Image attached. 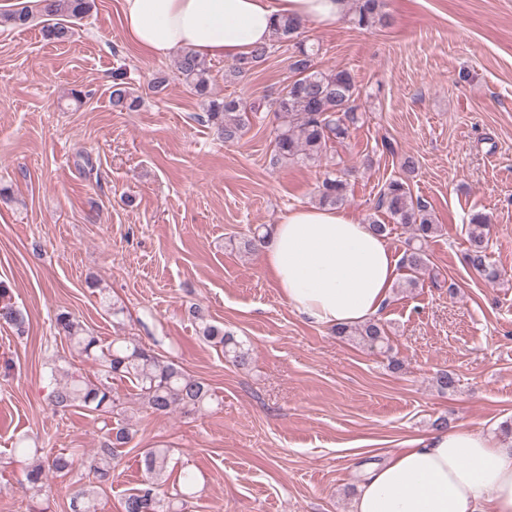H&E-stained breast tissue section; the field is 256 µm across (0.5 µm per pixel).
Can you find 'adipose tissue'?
I'll return each mask as SVG.
<instances>
[{
    "mask_svg": "<svg viewBox=\"0 0 512 512\" xmlns=\"http://www.w3.org/2000/svg\"><path fill=\"white\" fill-rule=\"evenodd\" d=\"M353 9V0H121L125 35L142 51L228 60L267 44L276 18L329 27ZM262 262L291 309L338 327L381 317L398 258L347 212L304 205L274 225ZM352 512H512V436L453 427L416 438L368 472Z\"/></svg>",
    "mask_w": 512,
    "mask_h": 512,
    "instance_id": "adipose-tissue-1",
    "label": "adipose tissue"
}]
</instances>
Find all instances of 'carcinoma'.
I'll list each match as a JSON object with an SVG mask.
<instances>
[{
  "label": "carcinoma",
  "mask_w": 512,
  "mask_h": 512,
  "mask_svg": "<svg viewBox=\"0 0 512 512\" xmlns=\"http://www.w3.org/2000/svg\"><path fill=\"white\" fill-rule=\"evenodd\" d=\"M38 9L39 15L50 20L43 27L45 37L64 42L72 33L70 21L87 14L91 9V0H42ZM35 15L29 6L24 5L1 15L0 23L23 28L33 22ZM353 22L361 28L383 27L389 25L390 19L382 12L380 0H357ZM302 29V22L286 17L276 21L273 34L279 40H290ZM272 48L270 43L255 48L249 56L238 59L229 73L238 77L250 71L271 55ZM318 52L319 49L313 45L295 43L290 63L294 78L270 103L277 119L272 156L275 164L321 161L331 144L345 140L351 125L358 121L353 76L346 69H317L314 56ZM175 68L189 91L207 101L206 122L214 129L216 136L225 142L241 139L248 125L247 111L255 112L257 108L252 106L247 109L235 99L218 101L209 98L208 67L190 50L179 54ZM111 100L112 108L119 112L135 111L140 105V99L131 95L120 82L112 85ZM347 191L346 173L329 170L318 186V204L341 206L347 201ZM376 209L384 211L393 223L404 224L413 231L415 244L405 251L401 263L414 273L405 282V287L414 288L417 285L415 274L428 264L423 244L440 232L439 225L427 204L413 198L409 184L401 177L383 186ZM490 224V217L484 213H476L470 218L466 261L478 275L494 282L499 278V273L488 260ZM0 325H8L19 332L23 331L25 325L23 312L11 302L9 289L1 283ZM55 329L58 335L68 339L87 358L98 363L105 379L92 381L72 376L58 382L50 394V404L56 411L66 412L74 408L101 416L106 440L97 455L84 460L65 452L44 458L37 448H19L18 452L29 459L25 471L26 481L33 490L29 512H45L40 496L47 473L68 472L76 464L88 470L93 485L82 487L73 494L70 512H98V491L112 481V461L117 459L119 449L132 440L123 401L118 392L112 390V380L129 381L136 389L138 399L155 414H168L176 409L187 413L198 412L212 403L213 393L203 380L188 374L174 361L163 359L136 339L116 337L105 345L68 312L56 315ZM202 334L205 340L222 346L224 355L233 357L237 363L248 361L249 349L224 329L207 323ZM336 335L358 336L372 348L382 349L388 343V330L379 320L355 327H338ZM168 462L169 449H144L142 463L147 480L144 487L135 488L125 495L123 512H185L194 475L190 471L183 472L181 485L175 493H163L161 487L166 482Z\"/></svg>",
  "instance_id": "cac0c4a2"
}]
</instances>
